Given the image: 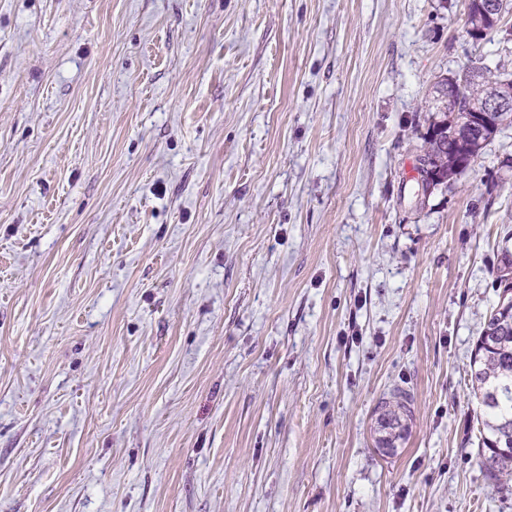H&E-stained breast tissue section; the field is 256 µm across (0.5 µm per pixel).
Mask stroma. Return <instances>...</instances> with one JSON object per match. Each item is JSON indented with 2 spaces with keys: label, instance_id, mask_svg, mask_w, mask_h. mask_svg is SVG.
I'll return each instance as SVG.
<instances>
[{
  "label": "stroma",
  "instance_id": "35a3bbf8",
  "mask_svg": "<svg viewBox=\"0 0 512 512\" xmlns=\"http://www.w3.org/2000/svg\"><path fill=\"white\" fill-rule=\"evenodd\" d=\"M467 3L0 0V512H512V127L417 184L435 82L512 74ZM497 307L484 323L469 367L481 410L478 466L497 488L512 494V305L501 312ZM412 406V395L399 388L394 389L388 399L381 401L380 427L386 434L381 441L382 444L386 445V448H393L394 438L401 422L412 416Z\"/></svg>",
  "mask_w": 512,
  "mask_h": 512
}]
</instances>
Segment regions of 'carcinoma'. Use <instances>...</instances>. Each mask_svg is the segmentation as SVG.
Listing matches in <instances>:
<instances>
[{
  "label": "carcinoma",
  "mask_w": 512,
  "mask_h": 512,
  "mask_svg": "<svg viewBox=\"0 0 512 512\" xmlns=\"http://www.w3.org/2000/svg\"><path fill=\"white\" fill-rule=\"evenodd\" d=\"M498 79L500 76L482 66L478 58L470 60L455 81L439 83L441 98L428 106L436 118L423 136L424 147L418 155L423 191L458 175L455 163L463 144L455 136L456 126ZM470 378L481 410L477 416L478 466L497 488L512 494V305L501 312L492 311L486 319L471 356ZM412 406V395L399 388L381 402L380 427L386 447H393L401 422L412 416Z\"/></svg>",
  "instance_id": "cac0c4a2"
}]
</instances>
